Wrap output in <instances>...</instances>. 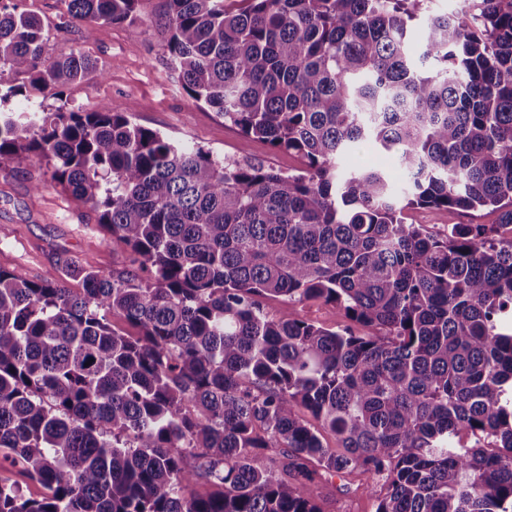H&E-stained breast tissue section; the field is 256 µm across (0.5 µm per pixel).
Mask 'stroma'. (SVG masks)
Returning <instances> with one entry per match:
<instances>
[{
  "instance_id": "obj_1",
  "label": "stroma",
  "mask_w": 512,
  "mask_h": 512,
  "mask_svg": "<svg viewBox=\"0 0 512 512\" xmlns=\"http://www.w3.org/2000/svg\"><path fill=\"white\" fill-rule=\"evenodd\" d=\"M17 3L48 25L47 56L78 52L95 61L98 69L66 86L62 95H20L14 98V105L38 112H54L61 106L93 112L105 105L115 112L131 113L137 124L174 141L219 156H247L286 173L301 169L297 157L275 150L267 142L243 141L238 129L225 124L223 116L186 94L169 65L164 42L150 23L151 16L161 12L164 0H147L140 19L96 26L89 37L82 24L69 20L61 0ZM64 252L104 273L129 263L126 251L105 241L95 213L51 182L45 159L34 158L22 171L0 162V267L19 279L37 281ZM271 309L276 316L302 318L326 328L344 323L335 306L320 301H281ZM363 483V475L357 472L329 478L321 489L323 512H375V498L364 490Z\"/></svg>"
}]
</instances>
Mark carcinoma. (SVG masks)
<instances>
[{
  "mask_svg": "<svg viewBox=\"0 0 512 512\" xmlns=\"http://www.w3.org/2000/svg\"><path fill=\"white\" fill-rule=\"evenodd\" d=\"M61 2L90 36L142 0ZM428 2L165 0L188 96L299 174L106 106L17 112L0 88V160L47 158L132 254L110 274L66 253L38 281L0 267V469L45 489L0 481V512H320L322 479L354 471L386 487L375 512H512V0ZM48 40L0 0V72L41 94L96 70ZM362 142L395 156L404 196L376 167L338 170ZM414 205L448 232L404 221ZM479 207L499 224L453 223ZM279 299L348 325L278 318L263 301ZM406 222L422 224L423 228L435 233L444 234L448 231V215L440 209L432 207H413L404 210ZM0 480L18 485L28 497L39 498L43 493V488L40 484L31 480L16 468L0 470Z\"/></svg>",
  "mask_w": 512,
  "mask_h": 512,
  "instance_id": "obj_1",
  "label": "carcinoma"
}]
</instances>
